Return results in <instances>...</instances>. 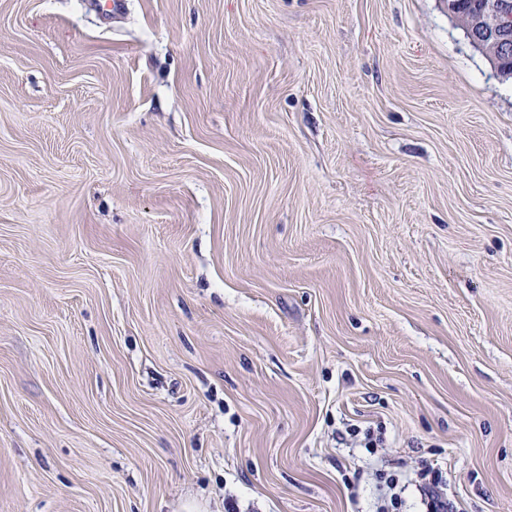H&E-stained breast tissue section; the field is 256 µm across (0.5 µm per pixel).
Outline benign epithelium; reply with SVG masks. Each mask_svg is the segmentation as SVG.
I'll return each mask as SVG.
<instances>
[{"mask_svg":"<svg viewBox=\"0 0 512 512\" xmlns=\"http://www.w3.org/2000/svg\"><path fill=\"white\" fill-rule=\"evenodd\" d=\"M469 5L466 33L476 47L488 44L495 49L490 59L494 69L508 73L512 69V0H448V14L459 16L456 6Z\"/></svg>","mask_w":512,"mask_h":512,"instance_id":"obj_1","label":"benign epithelium"}]
</instances>
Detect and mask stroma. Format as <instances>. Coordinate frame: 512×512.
Masks as SVG:
<instances>
[{
  "mask_svg": "<svg viewBox=\"0 0 512 512\" xmlns=\"http://www.w3.org/2000/svg\"><path fill=\"white\" fill-rule=\"evenodd\" d=\"M123 2L0 0V512H512V78L446 0ZM415 486L421 493L422 500L427 504L428 512H456L458 510L448 498L446 480L442 472L427 465L414 470ZM380 482L384 483L386 487V492L382 495L380 499V504L376 507V512H390V511H399L402 506V497L401 492L405 487L400 486V477L397 474H389L380 471L379 473Z\"/></svg>",
  "mask_w": 512,
  "mask_h": 512,
  "instance_id": "1",
  "label": "stroma"
}]
</instances>
